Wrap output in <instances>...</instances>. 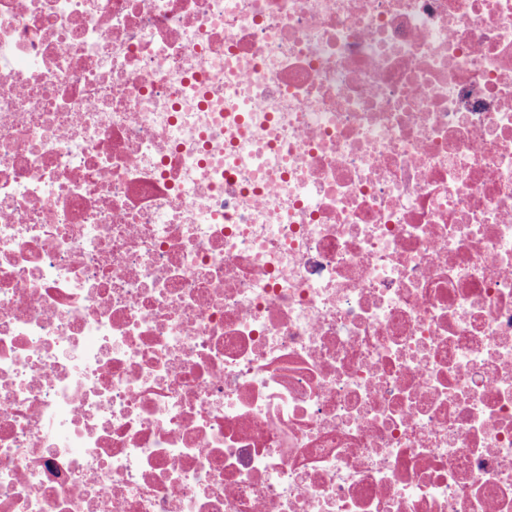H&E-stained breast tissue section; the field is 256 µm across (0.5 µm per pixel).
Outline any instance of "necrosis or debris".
I'll use <instances>...</instances> for the list:
<instances>
[{
  "instance_id": "necrosis-or-debris-1",
  "label": "necrosis or debris",
  "mask_w": 512,
  "mask_h": 512,
  "mask_svg": "<svg viewBox=\"0 0 512 512\" xmlns=\"http://www.w3.org/2000/svg\"><path fill=\"white\" fill-rule=\"evenodd\" d=\"M0 512H512V0H0Z\"/></svg>"
}]
</instances>
